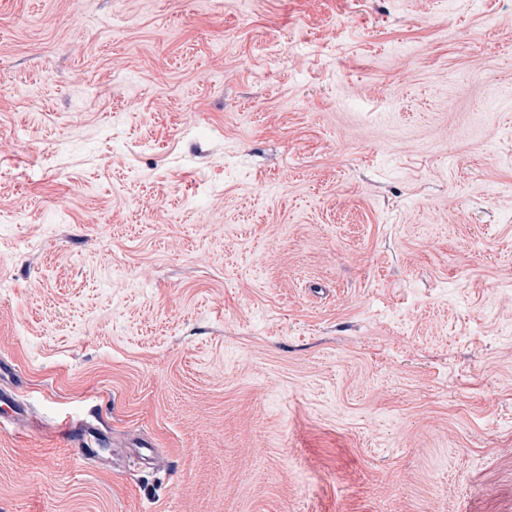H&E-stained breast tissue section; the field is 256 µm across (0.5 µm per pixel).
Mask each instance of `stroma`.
Segmentation results:
<instances>
[{
	"mask_svg": "<svg viewBox=\"0 0 512 512\" xmlns=\"http://www.w3.org/2000/svg\"><path fill=\"white\" fill-rule=\"evenodd\" d=\"M0 366V512H512V0H0Z\"/></svg>",
	"mask_w": 512,
	"mask_h": 512,
	"instance_id": "stroma-1",
	"label": "stroma"
}]
</instances>
